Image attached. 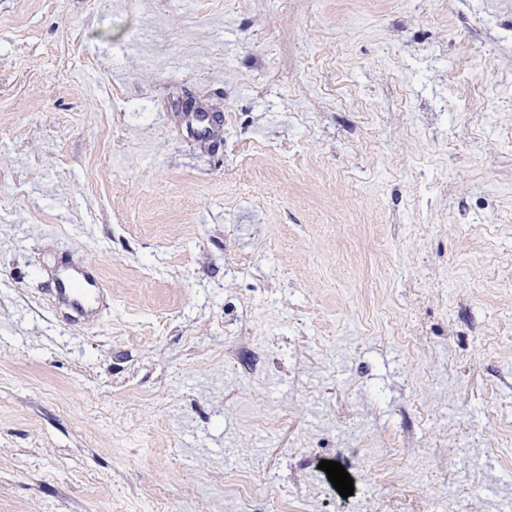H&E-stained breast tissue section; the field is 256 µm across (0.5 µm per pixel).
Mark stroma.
I'll list each match as a JSON object with an SVG mask.
<instances>
[{"label":"stroma","instance_id":"obj_1","mask_svg":"<svg viewBox=\"0 0 512 512\" xmlns=\"http://www.w3.org/2000/svg\"><path fill=\"white\" fill-rule=\"evenodd\" d=\"M279 500L512 507V0H0V512ZM70 270L65 268L56 277L53 288L55 297L75 313L90 317L95 313L104 292L103 284L86 273L77 271L76 275Z\"/></svg>","mask_w":512,"mask_h":512}]
</instances>
